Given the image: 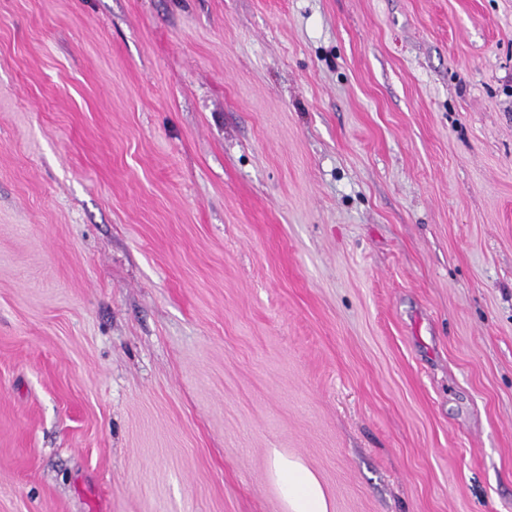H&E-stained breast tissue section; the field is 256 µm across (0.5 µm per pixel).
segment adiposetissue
I'll list each match as a JSON object with an SVG mask.
<instances>
[{
  "mask_svg": "<svg viewBox=\"0 0 512 512\" xmlns=\"http://www.w3.org/2000/svg\"><path fill=\"white\" fill-rule=\"evenodd\" d=\"M271 475L277 484L286 512H329V503L317 476L296 457L271 449Z\"/></svg>",
  "mask_w": 512,
  "mask_h": 512,
  "instance_id": "1",
  "label": "adipose tissue"
}]
</instances>
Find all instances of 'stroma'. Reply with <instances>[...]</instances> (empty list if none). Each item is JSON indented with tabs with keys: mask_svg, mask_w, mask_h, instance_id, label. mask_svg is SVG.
<instances>
[{
	"mask_svg": "<svg viewBox=\"0 0 512 512\" xmlns=\"http://www.w3.org/2000/svg\"><path fill=\"white\" fill-rule=\"evenodd\" d=\"M512 512V0H0V512ZM271 475L287 512H329V503L317 476L297 458L272 448Z\"/></svg>",
	"mask_w": 512,
	"mask_h": 512,
	"instance_id": "35a3bbf8",
	"label": "stroma"
}]
</instances>
